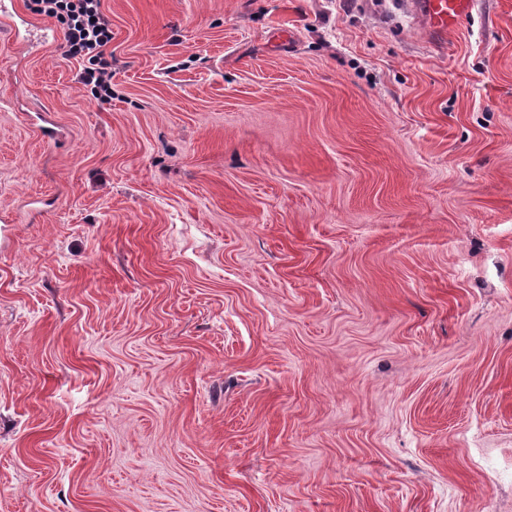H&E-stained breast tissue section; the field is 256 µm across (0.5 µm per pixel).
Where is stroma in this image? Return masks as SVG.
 <instances>
[{
  "label": "stroma",
  "instance_id": "obj_1",
  "mask_svg": "<svg viewBox=\"0 0 512 512\" xmlns=\"http://www.w3.org/2000/svg\"><path fill=\"white\" fill-rule=\"evenodd\" d=\"M0 18V512H512V0ZM33 4L37 13L63 25L68 55L87 61L80 73L81 83L96 99H111L112 52L108 49L112 28L102 0H34ZM411 12L422 22L429 38L439 42L448 28L461 24L470 15L473 0H411Z\"/></svg>",
  "mask_w": 512,
  "mask_h": 512
}]
</instances>
